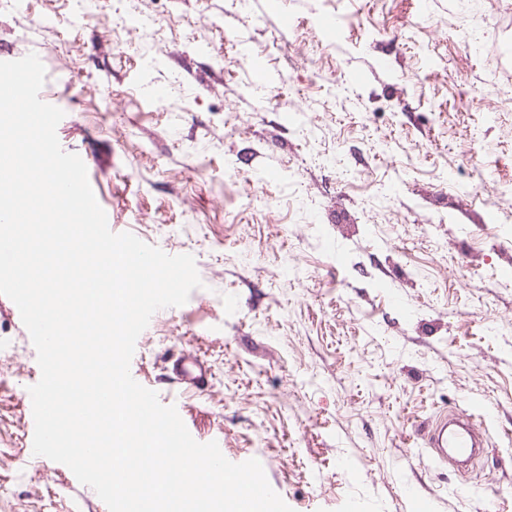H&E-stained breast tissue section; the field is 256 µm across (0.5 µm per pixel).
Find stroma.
I'll use <instances>...</instances> for the list:
<instances>
[{
  "label": "stroma",
  "mask_w": 512,
  "mask_h": 512,
  "mask_svg": "<svg viewBox=\"0 0 512 512\" xmlns=\"http://www.w3.org/2000/svg\"><path fill=\"white\" fill-rule=\"evenodd\" d=\"M31 53L110 230L195 259L130 372L197 442L293 512H512V0H0V61ZM40 376L0 295V512H108L27 462ZM482 402L463 476L426 438ZM172 371L178 383L187 389L201 390L209 383V367L196 353L185 351L172 364Z\"/></svg>",
  "instance_id": "1"
}]
</instances>
